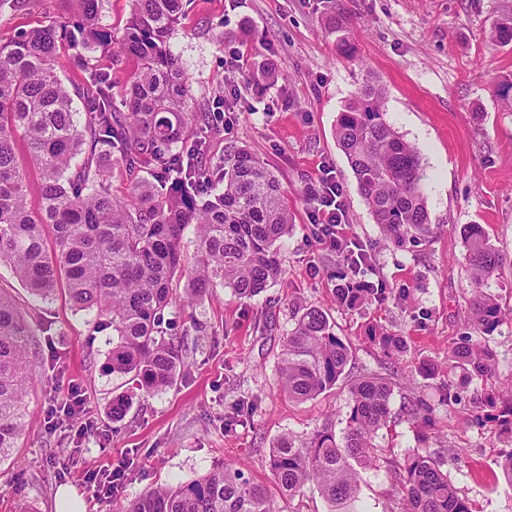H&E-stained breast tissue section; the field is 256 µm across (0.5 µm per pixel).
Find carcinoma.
Returning <instances> with one entry per match:
<instances>
[{
  "instance_id": "obj_1",
  "label": "carcinoma",
  "mask_w": 512,
  "mask_h": 512,
  "mask_svg": "<svg viewBox=\"0 0 512 512\" xmlns=\"http://www.w3.org/2000/svg\"><path fill=\"white\" fill-rule=\"evenodd\" d=\"M73 10L0 41V266L10 268L32 300L48 304L62 293L75 311L96 312V328L112 330L107 371L149 393L176 381L182 347L165 338L164 313L176 305L173 282L185 279L186 303L210 288L253 298L282 278L278 254L293 224L277 176L250 150L237 147L222 165L200 162L192 137L204 119L196 110L191 77L171 40L184 0H131L117 36L101 25L104 0H70ZM331 32L343 29L336 0H326ZM493 41L512 43V14L491 29ZM67 56L78 79L57 72ZM133 62L121 94L112 68ZM280 71L264 63L249 85L260 89ZM336 142L358 190L385 238L396 246L419 243L431 232L417 150L396 131L384 109V88L361 85L340 112ZM23 139L41 171L39 206L29 205L26 172L16 154ZM130 177L112 193V174ZM194 228L196 258L184 259V234ZM464 260L477 289L470 320L483 334L503 321L499 300L483 289L502 258L480 224L465 228ZM357 267L341 265L333 294L347 309L383 299L359 288ZM34 326L28 312L0 289V460L23 435L31 380ZM369 340L390 354L405 352L402 337L371 331ZM352 358L318 307L296 313L288 332L279 390L307 400L336 385ZM448 365L471 379L495 373L493 352L467 338L448 351ZM345 426L326 419L310 436L290 433L275 442L274 483L285 498L317 487L330 512L355 506L362 471L377 462L375 439L388 423L390 382L367 377L350 387ZM486 417L512 432V393L480 398ZM405 512H471L441 462L423 446L401 468ZM123 512H275L265 486L231 463L199 480L153 488Z\"/></svg>"
}]
</instances>
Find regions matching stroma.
Wrapping results in <instances>:
<instances>
[{
	"mask_svg": "<svg viewBox=\"0 0 512 512\" xmlns=\"http://www.w3.org/2000/svg\"><path fill=\"white\" fill-rule=\"evenodd\" d=\"M338 2L349 20L344 45L325 25L323 0H187L174 50L201 111L224 115L223 126L206 134L203 159L213 165L230 147H245L278 176L294 212L281 248L285 274L250 299L218 287L177 309L171 334L184 346L187 369L166 390L135 397L119 421L108 407L125 379L104 370L111 332L94 330L92 314L74 311L64 296L44 306L30 349L25 431L0 462V512H54L63 484L82 496L86 512H121L150 488L201 479L228 460L245 477L271 484L276 440L287 432L308 436L329 415L344 422L350 385L372 376L389 380L394 395L376 440L377 466L359 487L364 512L403 510L397 466L417 446L418 426L408 414L417 401L440 430L432 452L473 512H512V481L499 467L512 434L479 412L481 392L512 386V318L481 338L496 355L493 377L469 381L448 366L449 348L474 333L467 225H483L503 258L490 293L512 300V109L495 93L498 83L512 81V44L490 38L512 0ZM62 8L61 0H31L21 14L0 6V40ZM267 59L283 76L259 93L247 76ZM370 77L385 90L388 120L420 154L435 231L415 248L385 240L336 144L339 113ZM328 174L344 187L350 238L373 253L364 277L384 289L381 302L353 310L336 304L339 260L312 240L318 203L308 193ZM298 304L321 308L353 350L336 386L303 401L278 389ZM373 328L403 336L406 355L385 357L369 340ZM423 363L435 375L420 373ZM74 387L85 397L78 420L53 414ZM242 403L250 409L240 415ZM119 465L125 473L112 494L87 479V471L104 477Z\"/></svg>",
	"mask_w": 512,
	"mask_h": 512,
	"instance_id": "stroma-1",
	"label": "stroma"
}]
</instances>
